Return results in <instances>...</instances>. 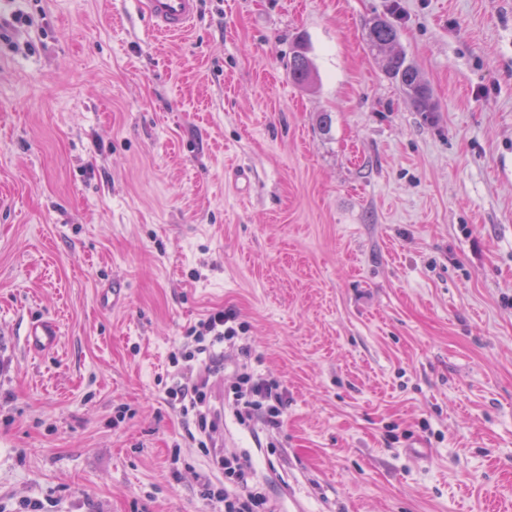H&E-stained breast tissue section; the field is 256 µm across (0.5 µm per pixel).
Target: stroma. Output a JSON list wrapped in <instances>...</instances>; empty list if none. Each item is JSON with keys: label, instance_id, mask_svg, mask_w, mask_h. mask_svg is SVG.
Segmentation results:
<instances>
[{"label": "stroma", "instance_id": "1", "mask_svg": "<svg viewBox=\"0 0 512 512\" xmlns=\"http://www.w3.org/2000/svg\"><path fill=\"white\" fill-rule=\"evenodd\" d=\"M218 310L283 393L221 429L277 512H512V0H200L175 39L0 0V512H207L164 389ZM367 46L373 56L383 57L386 73L400 86L417 112H434L432 95L420 78L416 65L407 60L406 55L396 50L397 32L386 19H377L367 32ZM290 74L293 80L302 86H311L314 80L312 64L307 56V48L302 40L295 42ZM58 331L55 326L41 320L32 322L27 334V346L37 352L51 350L57 343Z\"/></svg>", "mask_w": 512, "mask_h": 512}]
</instances>
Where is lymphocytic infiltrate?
Here are the masks:
<instances>
[{
	"mask_svg": "<svg viewBox=\"0 0 512 512\" xmlns=\"http://www.w3.org/2000/svg\"><path fill=\"white\" fill-rule=\"evenodd\" d=\"M243 326L231 311H217L199 321L193 333L196 347L194 377H182L165 390L166 400L181 416L188 438L208 456L217 471L204 483L202 496L212 512H275L264 483L256 479L250 461L218 445L222 413L212 404L211 381L224 370L221 350L238 339ZM233 401L240 421L262 417L272 428L282 423L284 402L279 385L242 365Z\"/></svg>",
	"mask_w": 512,
	"mask_h": 512,
	"instance_id": "lymphocytic-infiltrate-1",
	"label": "lymphocytic infiltrate"
}]
</instances>
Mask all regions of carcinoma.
I'll use <instances>...</instances> for the list:
<instances>
[{"instance_id": "obj_1", "label": "carcinoma", "mask_w": 512, "mask_h": 512, "mask_svg": "<svg viewBox=\"0 0 512 512\" xmlns=\"http://www.w3.org/2000/svg\"><path fill=\"white\" fill-rule=\"evenodd\" d=\"M397 32L393 24L386 19H377L367 32V46L375 57H383L386 73L400 86L402 92L410 100L416 111L429 114L434 111L432 95L420 78L416 65L407 60L406 55L396 49ZM290 74L293 80L302 86H310L314 75L312 64L307 56V48L303 41L295 42Z\"/></svg>"}]
</instances>
